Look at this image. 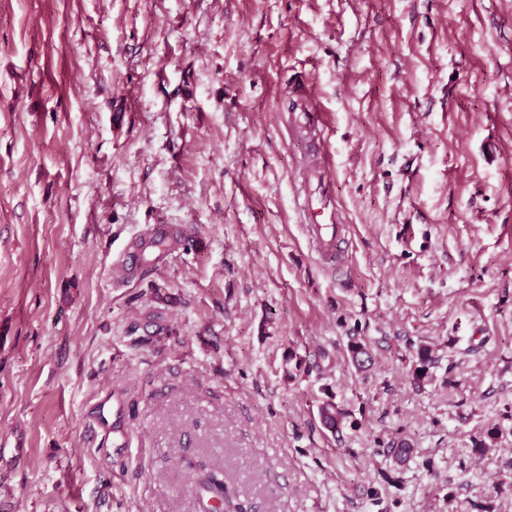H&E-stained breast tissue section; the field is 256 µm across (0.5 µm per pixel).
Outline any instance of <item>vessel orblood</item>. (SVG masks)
<instances>
[{"instance_id": "1", "label": "vessel or blood", "mask_w": 512, "mask_h": 512, "mask_svg": "<svg viewBox=\"0 0 512 512\" xmlns=\"http://www.w3.org/2000/svg\"><path fill=\"white\" fill-rule=\"evenodd\" d=\"M288 131L304 138L303 182L297 195L301 222L323 258L335 256L344 241L346 227L333 191L332 156L326 147L327 115L322 112L307 84L295 83L288 93Z\"/></svg>"}]
</instances>
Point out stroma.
Here are the masks:
<instances>
[{
	"mask_svg": "<svg viewBox=\"0 0 512 512\" xmlns=\"http://www.w3.org/2000/svg\"><path fill=\"white\" fill-rule=\"evenodd\" d=\"M203 455L251 512H512V0H0V512H195ZM288 131L307 141L302 159L303 182L297 195L301 223L324 259L336 255L345 240L346 226L333 191L332 156L326 147L327 115L306 81L295 83L288 93Z\"/></svg>",
	"mask_w": 512,
	"mask_h": 512,
	"instance_id": "obj_1",
	"label": "stroma"
}]
</instances>
